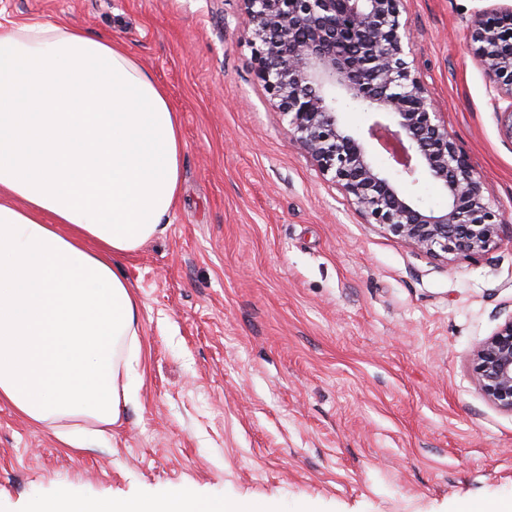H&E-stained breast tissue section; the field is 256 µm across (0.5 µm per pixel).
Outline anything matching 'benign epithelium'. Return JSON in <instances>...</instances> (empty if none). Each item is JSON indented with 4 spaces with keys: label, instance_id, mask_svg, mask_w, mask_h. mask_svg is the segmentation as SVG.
I'll list each match as a JSON object with an SVG mask.
<instances>
[{
    "label": "benign epithelium",
    "instance_id": "obj_1",
    "mask_svg": "<svg viewBox=\"0 0 512 512\" xmlns=\"http://www.w3.org/2000/svg\"><path fill=\"white\" fill-rule=\"evenodd\" d=\"M243 33L256 44V76L289 117L288 135L378 224L414 251L480 255L499 234L484 181L438 112L414 63L401 0H242ZM512 6L477 10L471 47L493 89L496 121L512 141ZM348 101L374 116L364 137L345 122ZM387 152L380 164L370 141ZM434 183L447 198L426 208L411 187ZM485 399L512 413V315L470 355Z\"/></svg>",
    "mask_w": 512,
    "mask_h": 512
}]
</instances>
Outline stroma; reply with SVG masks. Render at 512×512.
Wrapping results in <instances>:
<instances>
[{
    "instance_id": "1",
    "label": "stroma",
    "mask_w": 512,
    "mask_h": 512,
    "mask_svg": "<svg viewBox=\"0 0 512 512\" xmlns=\"http://www.w3.org/2000/svg\"><path fill=\"white\" fill-rule=\"evenodd\" d=\"M512 0H403L412 58L501 216L484 255L431 257L376 224L288 135L242 0H0V22L123 43L181 116L166 233L123 258L143 376L106 440L66 448L0 403V512L67 486L191 481L250 512H469L512 501V413L472 350L512 313V141L467 21Z\"/></svg>"
}]
</instances>
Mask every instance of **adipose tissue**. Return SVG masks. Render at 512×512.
Instances as JSON below:
<instances>
[{
    "label": "adipose tissue",
    "instance_id": "adipose-tissue-1",
    "mask_svg": "<svg viewBox=\"0 0 512 512\" xmlns=\"http://www.w3.org/2000/svg\"><path fill=\"white\" fill-rule=\"evenodd\" d=\"M184 141L165 89L123 46L39 21L0 23V402L55 428L116 423L137 377L139 302L121 261L163 235ZM36 512H212L60 489Z\"/></svg>",
    "mask_w": 512,
    "mask_h": 512
}]
</instances>
